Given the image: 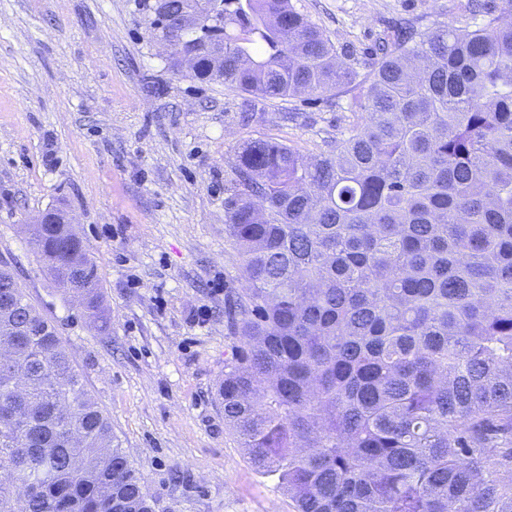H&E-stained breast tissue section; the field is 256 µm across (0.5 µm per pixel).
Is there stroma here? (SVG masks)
Listing matches in <instances>:
<instances>
[{"label": "stroma", "instance_id": "obj_1", "mask_svg": "<svg viewBox=\"0 0 512 512\" xmlns=\"http://www.w3.org/2000/svg\"><path fill=\"white\" fill-rule=\"evenodd\" d=\"M337 48L394 20L474 25L465 0H291ZM147 0H0V263L50 321L163 512H293L224 426V297L245 285L224 232L240 144L319 155L351 97L261 99L172 68ZM70 211L96 265L100 331L29 245Z\"/></svg>", "mask_w": 512, "mask_h": 512}]
</instances>
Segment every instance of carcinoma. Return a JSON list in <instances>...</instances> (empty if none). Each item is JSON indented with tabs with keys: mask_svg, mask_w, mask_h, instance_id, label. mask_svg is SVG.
Instances as JSON below:
<instances>
[{
	"mask_svg": "<svg viewBox=\"0 0 512 512\" xmlns=\"http://www.w3.org/2000/svg\"><path fill=\"white\" fill-rule=\"evenodd\" d=\"M184 0L151 9L176 28ZM176 35L194 77L269 99L352 94L320 156L239 148L224 232L246 287L228 299L224 425L294 512H512V0L338 60L290 0H213ZM90 318L77 232L31 230ZM0 281V512H155L54 326Z\"/></svg>",
	"mask_w": 512,
	"mask_h": 512,
	"instance_id": "obj_1",
	"label": "carcinoma"
}]
</instances>
